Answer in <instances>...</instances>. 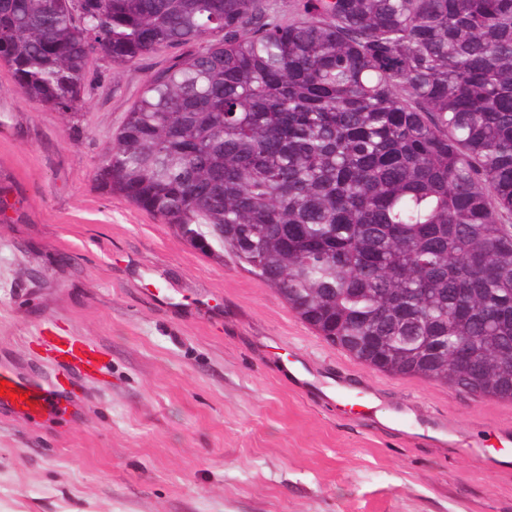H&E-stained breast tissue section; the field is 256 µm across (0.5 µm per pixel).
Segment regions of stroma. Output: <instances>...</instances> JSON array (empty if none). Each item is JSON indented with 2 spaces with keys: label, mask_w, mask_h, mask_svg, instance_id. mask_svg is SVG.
Returning a JSON list of instances; mask_svg holds the SVG:
<instances>
[{
  "label": "stroma",
  "mask_w": 512,
  "mask_h": 512,
  "mask_svg": "<svg viewBox=\"0 0 512 512\" xmlns=\"http://www.w3.org/2000/svg\"><path fill=\"white\" fill-rule=\"evenodd\" d=\"M190 52L93 60L72 116L0 68V363L56 379L45 336L101 353L64 417L0 412V512H512V402L362 364L97 188L147 81Z\"/></svg>",
  "instance_id": "35a3bbf8"
}]
</instances>
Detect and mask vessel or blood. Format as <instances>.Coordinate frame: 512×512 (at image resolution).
Segmentation results:
<instances>
[{"instance_id": "1", "label": "vessel or blood", "mask_w": 512, "mask_h": 512, "mask_svg": "<svg viewBox=\"0 0 512 512\" xmlns=\"http://www.w3.org/2000/svg\"><path fill=\"white\" fill-rule=\"evenodd\" d=\"M54 360L63 368L87 372L97 365L95 350L77 343L59 339L49 348ZM0 380L8 381L21 397L12 401L0 397V411L26 417L52 420L65 413L72 405L69 394L49 381L22 374L7 365H0Z\"/></svg>"}]
</instances>
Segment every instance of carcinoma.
Returning a JSON list of instances; mask_svg holds the SVG:
<instances>
[{"label": "carcinoma", "instance_id": "carcinoma-1", "mask_svg": "<svg viewBox=\"0 0 512 512\" xmlns=\"http://www.w3.org/2000/svg\"><path fill=\"white\" fill-rule=\"evenodd\" d=\"M153 76L95 180L386 374L512 401V0H0V67L79 110Z\"/></svg>", "mask_w": 512, "mask_h": 512}]
</instances>
